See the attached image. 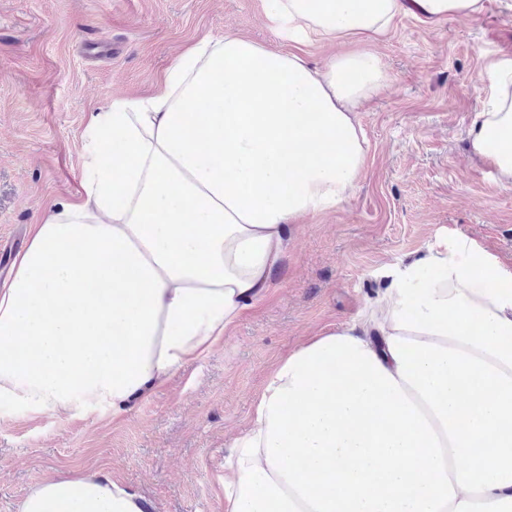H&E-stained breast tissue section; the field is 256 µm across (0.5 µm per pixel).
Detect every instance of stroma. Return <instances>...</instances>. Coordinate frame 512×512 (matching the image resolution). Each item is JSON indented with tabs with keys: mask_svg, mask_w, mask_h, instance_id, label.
Instances as JSON below:
<instances>
[{
	"mask_svg": "<svg viewBox=\"0 0 512 512\" xmlns=\"http://www.w3.org/2000/svg\"><path fill=\"white\" fill-rule=\"evenodd\" d=\"M229 32L289 49L264 0H0V276L18 230L82 195L90 113L115 95L154 94L180 54ZM374 49L389 82L357 114L366 166L352 193L289 225L267 298L129 414L0 410V512H18L52 475L89 469L156 512H224V450L288 352L358 319L397 265L444 237L475 240L512 269V186L467 136L488 94L479 71L512 55V0L430 24L402 13Z\"/></svg>",
	"mask_w": 512,
	"mask_h": 512,
	"instance_id": "35a3bbf8",
	"label": "stroma"
}]
</instances>
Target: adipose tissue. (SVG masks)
<instances>
[{"label": "adipose tissue", "mask_w": 512, "mask_h": 512, "mask_svg": "<svg viewBox=\"0 0 512 512\" xmlns=\"http://www.w3.org/2000/svg\"><path fill=\"white\" fill-rule=\"evenodd\" d=\"M431 23L484 0H265L295 44L367 49L314 69L228 33L147 97L92 113L84 196L33 225L0 289V407L128 414L208 356L269 290L288 225L344 200L366 163L355 108L386 86L371 43L405 8ZM473 154L512 185V57ZM224 512H512V271L458 237L405 262L351 324L267 374L224 455ZM97 472L60 473L18 512H151Z\"/></svg>", "instance_id": "obj_1"}]
</instances>
